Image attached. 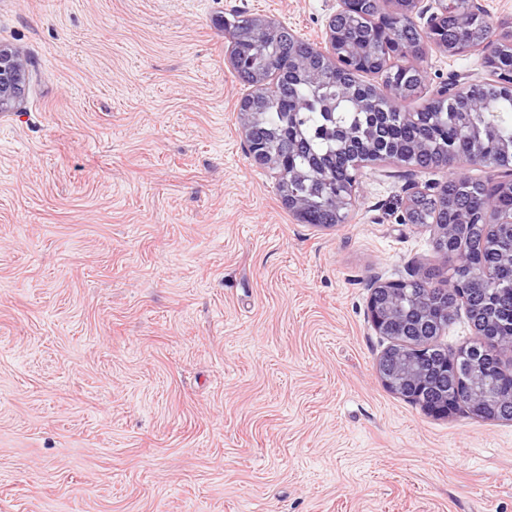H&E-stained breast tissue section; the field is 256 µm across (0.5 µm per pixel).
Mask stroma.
I'll return each instance as SVG.
<instances>
[{"label": "stroma", "instance_id": "stroma-1", "mask_svg": "<svg viewBox=\"0 0 512 512\" xmlns=\"http://www.w3.org/2000/svg\"><path fill=\"white\" fill-rule=\"evenodd\" d=\"M336 0H0V512H512V420L386 387L373 281L432 273L400 223L439 168L364 167L302 223L246 152L225 20L319 50ZM413 112L479 52L429 47ZM25 70L17 55L0 47V111L14 106L21 95Z\"/></svg>", "mask_w": 512, "mask_h": 512}]
</instances>
